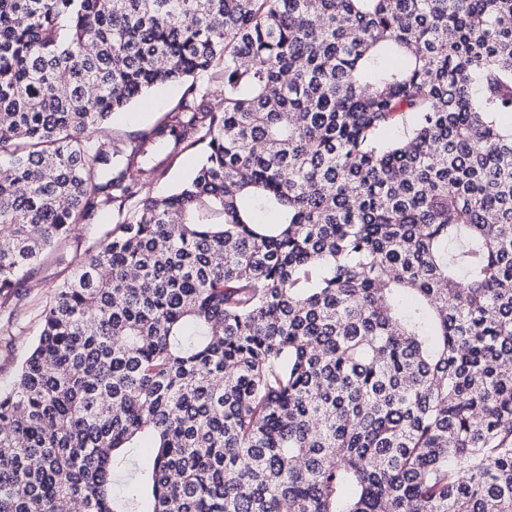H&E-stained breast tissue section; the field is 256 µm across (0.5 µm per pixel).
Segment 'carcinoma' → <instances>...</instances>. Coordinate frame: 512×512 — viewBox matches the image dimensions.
Segmentation results:
<instances>
[{"instance_id":"1","label":"carcinoma","mask_w":512,"mask_h":512,"mask_svg":"<svg viewBox=\"0 0 512 512\" xmlns=\"http://www.w3.org/2000/svg\"><path fill=\"white\" fill-rule=\"evenodd\" d=\"M148 144L208 151L142 199ZM4 154L0 305L133 211L0 387V512H512V0H0ZM184 87L175 83L159 88L151 93L147 101L136 103L127 112L114 116L99 128L95 137L124 141L139 139L163 122L167 113L177 106Z\"/></svg>"}]
</instances>
